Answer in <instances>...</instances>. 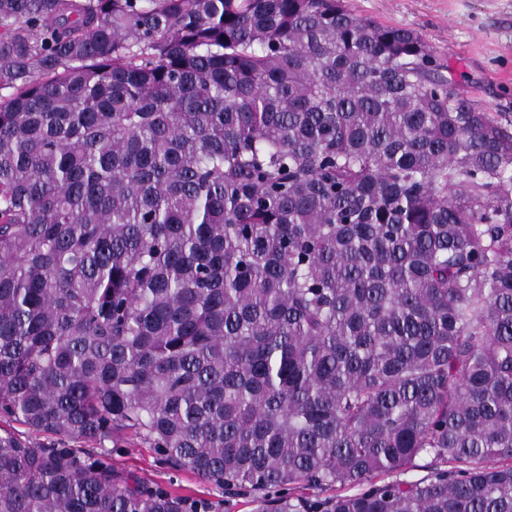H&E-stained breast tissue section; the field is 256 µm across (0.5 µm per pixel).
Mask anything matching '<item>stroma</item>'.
<instances>
[{"instance_id": "stroma-1", "label": "stroma", "mask_w": 512, "mask_h": 512, "mask_svg": "<svg viewBox=\"0 0 512 512\" xmlns=\"http://www.w3.org/2000/svg\"><path fill=\"white\" fill-rule=\"evenodd\" d=\"M354 13L416 30L448 63V76L484 110L512 119V0H344ZM116 470L162 485L211 512H253L250 498H225L195 473L173 471L153 449L119 441Z\"/></svg>"}]
</instances>
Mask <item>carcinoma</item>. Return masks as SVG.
<instances>
[{
    "label": "carcinoma",
    "instance_id": "carcinoma-1",
    "mask_svg": "<svg viewBox=\"0 0 512 512\" xmlns=\"http://www.w3.org/2000/svg\"><path fill=\"white\" fill-rule=\"evenodd\" d=\"M442 69L341 0H0V414L53 437L0 512H209L123 432L254 512H512V122ZM124 437L113 448L112 466L132 478L162 485L172 491L195 500H204L212 512H252L251 498L240 496L227 499L224 490L203 480L195 473L183 470L175 472L162 464L152 448L135 446Z\"/></svg>",
    "mask_w": 512,
    "mask_h": 512
}]
</instances>
